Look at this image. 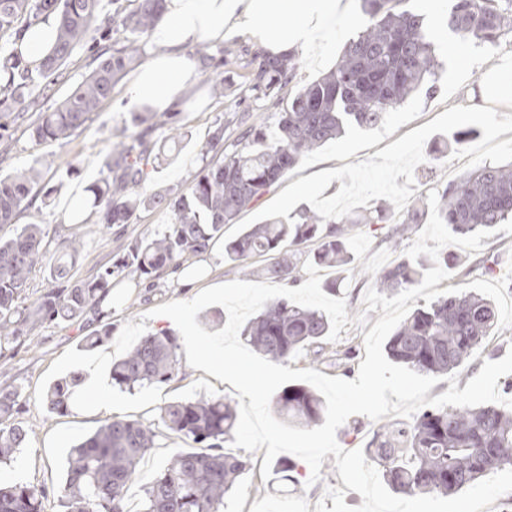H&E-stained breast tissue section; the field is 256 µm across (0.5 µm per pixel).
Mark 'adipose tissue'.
Wrapping results in <instances>:
<instances>
[{
  "mask_svg": "<svg viewBox=\"0 0 512 512\" xmlns=\"http://www.w3.org/2000/svg\"><path fill=\"white\" fill-rule=\"evenodd\" d=\"M340 0H169L158 31L167 52L145 66L128 89L132 104L175 108L190 78L183 46L220 38L231 18L259 17L256 38L271 52L281 53L311 43L319 28L335 25Z\"/></svg>",
  "mask_w": 512,
  "mask_h": 512,
  "instance_id": "1",
  "label": "adipose tissue"
}]
</instances>
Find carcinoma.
Listing matches in <instances>:
<instances>
[{"instance_id":"cac0c4a2","label":"carcinoma","mask_w":512,"mask_h":512,"mask_svg":"<svg viewBox=\"0 0 512 512\" xmlns=\"http://www.w3.org/2000/svg\"><path fill=\"white\" fill-rule=\"evenodd\" d=\"M401 0H362V32L349 40L336 65L308 82L282 106L271 137L252 122L239 144L220 162H207L186 192L147 195L149 166L161 151L151 135L167 130L165 144L177 145L182 133L175 114L146 109L132 117L133 130L114 143L105 162L106 175L90 184L92 212L106 227L130 224L141 207L164 205L173 215L169 230L136 242L112 265L89 279H73L80 255L79 241L62 237L58 255L49 266V285L32 304L22 306L30 275L43 263L46 233L40 224H26L9 240L0 239V340L29 336L46 321L73 320L98 306L112 290V278L130 270L146 278L177 269L224 235V225L263 196L298 161L347 130L383 124L398 106L421 90H435L437 62L421 15L397 8ZM166 0H0V31L14 42L34 24L49 17L56 22L54 44L38 64L16 51L0 69V131L37 114L31 136L38 140L67 139L93 119L128 70L139 65L153 32L162 22ZM448 29L464 39L494 44L512 35V0H452ZM110 45H105V42ZM86 50L96 62L92 72L52 108L45 104L67 61ZM236 54L230 48L211 50L198 43L187 58L208 85L224 99L234 94L225 84L223 67ZM256 66L249 91L273 97L295 77L298 54H254ZM224 150V127L200 147L202 157ZM42 171L31 166L0 177V224H15L41 190ZM444 223L461 235L488 230L512 218V162L486 165L462 175L437 192ZM430 214L428 203L414 205L395 219L382 201L351 218L325 220L306 208L288 222L274 218L255 224L224 244V258L243 261L253 255L276 254L258 277L285 281L297 267L293 247L314 241L313 260L343 268L354 260L352 224H390L404 235ZM426 266L399 258L375 275L377 288H411ZM497 324L492 300L472 291L450 293L419 306L388 338L384 350L393 363L422 375L458 371L480 348ZM330 323L318 309L271 300L242 328L241 336L254 350L275 362L320 344ZM176 335L142 337L125 357L112 364V383L132 391L170 380L182 368ZM76 382L55 385L46 395L52 412L68 409ZM279 416L309 426L325 416L322 399L301 384L284 388L275 398ZM17 393L0 388V461L25 447L27 432L5 425L14 413ZM166 429L198 444L174 455L143 487L139 512H221L224 496L245 473L247 461L223 450L237 424L231 402L220 397L177 400L161 409ZM157 431L138 420L114 419L70 450L65 493L69 512H130L129 483L140 461L154 448ZM383 479L397 494L455 495L479 479L512 465V410L495 405L427 407L408 426L383 425L367 448ZM44 491L17 484L0 488V512H41Z\"/></svg>"}]
</instances>
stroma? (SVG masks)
<instances>
[{"instance_id": "obj_1", "label": "stroma", "mask_w": 512, "mask_h": 512, "mask_svg": "<svg viewBox=\"0 0 512 512\" xmlns=\"http://www.w3.org/2000/svg\"><path fill=\"white\" fill-rule=\"evenodd\" d=\"M342 2L345 6L342 26L326 33L316 43L298 47L300 68L292 83L285 87V94H292L327 71L344 43L359 33L360 0ZM448 5L449 0H404L403 3L404 8L426 18L428 38L440 64L437 92L431 96L417 95L396 108L379 127L348 130L341 138L306 154L285 179L244 209V216L265 208L290 183L366 160L452 107L489 106L499 115H512V93L497 94L488 89L491 73L512 64V41L505 39L499 45L489 47L468 39L460 42L459 55L449 54L444 43L448 34ZM249 71V60L244 57L225 66L224 75L238 93L246 92ZM129 83V78H122L94 120L70 138L39 141L24 129L14 128L0 140L1 174L39 163L44 169L45 183L54 189L50 198L36 197L21 214L18 224L0 225V238L13 236L18 225L39 224L46 232L47 249L52 252L57 247L59 235L76 233L83 242L75 267V275L81 279L95 275L100 267L113 263L136 240L165 233L172 222L171 211L163 207L139 209L132 223L116 224L108 231L103 230L95 216L88 212L84 213L82 223L72 225L65 221V197L73 191H84L101 177L104 160L114 140L120 139L123 129L129 125L134 110L126 97ZM243 105L262 115L267 130H275L280 110L275 100L257 99L247 94L242 103L236 96L218 101L210 96L201 82H193L177 116L183 138L178 149L170 151L168 159L157 163L151 172L149 193L187 190L201 165L200 146L216 128H223L224 149L232 151L241 132L238 109ZM74 160L80 168L76 175L68 172V164ZM389 230L386 224L354 225L351 237L355 242V259L352 264L341 275L328 266L319 271L326 282L343 276L341 295L352 319L363 312L367 313L369 322L380 318V311L365 309L363 297L370 282L362 273L391 267L412 243L408 236L399 242H390ZM442 253L459 258L460 263L450 267V276L441 281V288L457 287L478 279L497 281L505 276L508 264L512 263V235L500 232L484 238L482 249L476 253L456 245L445 246ZM271 260V255L267 254L230 263L218 258L215 249L211 248L193 257L184 267L166 271L152 280L126 273L113 281L109 294L111 306L98 307L75 321L46 322L32 335L0 342V364L6 368L5 374H0V387L17 390L19 399L11 422L27 432L25 448L19 449L13 458L0 462V484L42 488L45 491L42 512H66V458L69 449L84 437L115 418L158 422L161 407L177 399L208 396L236 401L235 390L229 383L190 367L174 374L165 383L133 391L113 385L111 375L103 374L99 390L82 392L63 414L51 412L44 397L56 382L86 378V364L94 355L93 350L85 346L87 336L109 329L110 334L102 347L110 352L113 360H120L141 337L174 331L175 325L169 318L152 316L153 308L175 300H190L200 290L212 285L234 280L256 281L257 270ZM364 334V328L352 322L342 330L340 340H322L318 349L299 352L289 360L288 366L293 370L312 368L330 377L356 379L359 364L365 357ZM511 350L512 328L494 329L482 348L471 356L467 369L459 373L454 385L465 388L480 372L484 362L500 360ZM192 447L190 439L161 430L154 448L137 468L135 487L130 491L132 502H139L140 486L148 483L172 455ZM264 457L261 450L249 454V467L237 486L226 495L224 512H315L326 487L343 485L334 455H326L321 478L313 485L308 482L310 467L303 461L298 464L297 482L276 477L263 479Z\"/></svg>"}]
</instances>
